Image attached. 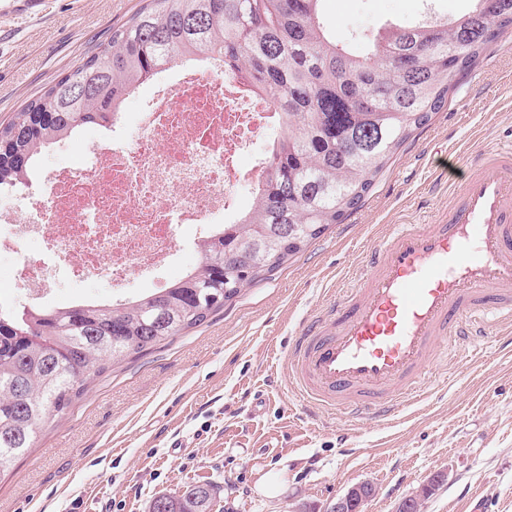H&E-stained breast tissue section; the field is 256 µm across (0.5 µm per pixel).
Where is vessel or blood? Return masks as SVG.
Wrapping results in <instances>:
<instances>
[{"mask_svg":"<svg viewBox=\"0 0 512 512\" xmlns=\"http://www.w3.org/2000/svg\"><path fill=\"white\" fill-rule=\"evenodd\" d=\"M512 330V146L470 161L436 224H397L288 345L312 409L388 421L448 376V348Z\"/></svg>","mask_w":512,"mask_h":512,"instance_id":"obj_1","label":"vessel or blood"}]
</instances>
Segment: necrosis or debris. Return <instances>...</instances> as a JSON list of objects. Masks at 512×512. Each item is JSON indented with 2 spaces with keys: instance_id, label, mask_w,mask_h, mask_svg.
I'll return each instance as SVG.
<instances>
[{
  "instance_id": "necrosis-or-debris-1",
  "label": "necrosis or debris",
  "mask_w": 512,
  "mask_h": 512,
  "mask_svg": "<svg viewBox=\"0 0 512 512\" xmlns=\"http://www.w3.org/2000/svg\"><path fill=\"white\" fill-rule=\"evenodd\" d=\"M141 118L131 135L116 116L111 138L79 165L38 168L0 203L12 298L32 307L54 284L45 260L25 249L32 239L64 258L63 272L75 280L104 276L118 284L132 271L158 278L177 260L185 226L195 227L199 244L238 223L265 167L242 157L257 132L282 125L247 75L225 71L216 53L156 73Z\"/></svg>"
}]
</instances>
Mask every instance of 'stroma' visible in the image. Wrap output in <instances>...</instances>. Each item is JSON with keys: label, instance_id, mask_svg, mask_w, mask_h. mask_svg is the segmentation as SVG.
<instances>
[{"label": "stroma", "instance_id": "1", "mask_svg": "<svg viewBox=\"0 0 512 512\" xmlns=\"http://www.w3.org/2000/svg\"><path fill=\"white\" fill-rule=\"evenodd\" d=\"M144 0H45L0 16V122L78 66ZM338 43L415 22L421 0H323ZM87 126L45 166L76 163L107 137ZM512 141V29L460 78L445 105L389 161L361 207L200 326L97 378L0 476V512H148L160 495L209 483L211 512H326L368 481L364 512H393L436 473L423 512H512V353L497 339L449 352L448 384L391 421L314 416L285 384L281 351L335 299L387 224L448 207L471 152Z\"/></svg>", "mask_w": 512, "mask_h": 512}]
</instances>
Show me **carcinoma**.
<instances>
[{
	"mask_svg": "<svg viewBox=\"0 0 512 512\" xmlns=\"http://www.w3.org/2000/svg\"><path fill=\"white\" fill-rule=\"evenodd\" d=\"M321 0H148L109 40L0 124V191L42 150L81 128L112 126L120 102L174 60L216 51L243 71L283 127L256 203L202 249L196 268L122 304H0V472L94 378L202 324L267 279L363 203L388 162L426 125L487 46L512 28V0L464 16L390 25L355 55L336 45ZM192 486L167 512H209Z\"/></svg>",
	"mask_w": 512,
	"mask_h": 512,
	"instance_id": "carcinoma-1",
	"label": "carcinoma"
}]
</instances>
